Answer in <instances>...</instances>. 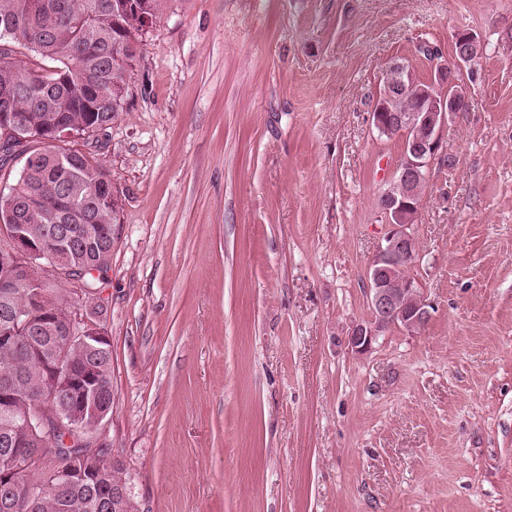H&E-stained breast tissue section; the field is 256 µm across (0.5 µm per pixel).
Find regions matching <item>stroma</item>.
Here are the masks:
<instances>
[{"mask_svg": "<svg viewBox=\"0 0 512 512\" xmlns=\"http://www.w3.org/2000/svg\"><path fill=\"white\" fill-rule=\"evenodd\" d=\"M461 30L413 226L432 317L357 354L403 147L370 112ZM127 83L101 432L139 512H512V0H166Z\"/></svg>", "mask_w": 512, "mask_h": 512, "instance_id": "obj_1", "label": "stroma"}]
</instances>
